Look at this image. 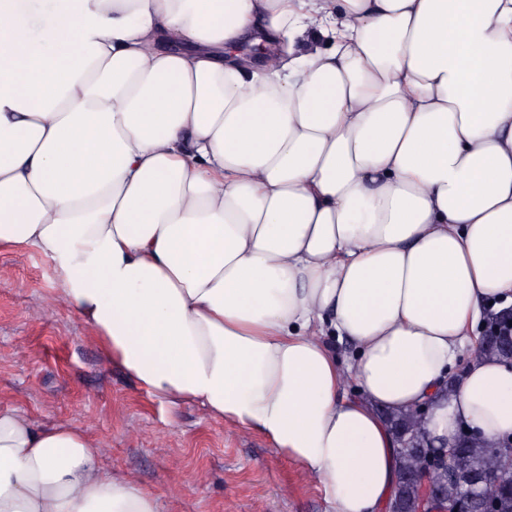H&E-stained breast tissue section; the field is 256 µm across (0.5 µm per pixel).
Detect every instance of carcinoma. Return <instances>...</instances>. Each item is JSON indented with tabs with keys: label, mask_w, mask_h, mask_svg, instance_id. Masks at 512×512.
<instances>
[{
	"label": "carcinoma",
	"mask_w": 512,
	"mask_h": 512,
	"mask_svg": "<svg viewBox=\"0 0 512 512\" xmlns=\"http://www.w3.org/2000/svg\"><path fill=\"white\" fill-rule=\"evenodd\" d=\"M506 325V321L497 316L488 322L487 338H479L471 351L474 358L495 355L512 363V342L497 337ZM387 427L393 435L402 431H412L422 439H427L424 422L416 410H406L383 414ZM428 448H407L399 459V472L402 475H414L422 468ZM454 479H448V470L442 468L432 474L448 499L468 495L473 500L471 512H481L483 489L477 481L487 474L494 476L497 484L496 512H512V446L504 444L491 446L481 437L470 434L459 438L456 446ZM421 489L418 483L408 481L402 484L401 494L404 500L403 512H417Z\"/></svg>",
	"instance_id": "cac0c4a2"
}]
</instances>
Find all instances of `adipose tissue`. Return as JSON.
Instances as JSON below:
<instances>
[{
  "instance_id": "adipose-tissue-1",
  "label": "adipose tissue",
  "mask_w": 512,
  "mask_h": 512,
  "mask_svg": "<svg viewBox=\"0 0 512 512\" xmlns=\"http://www.w3.org/2000/svg\"><path fill=\"white\" fill-rule=\"evenodd\" d=\"M1 247L48 256L149 393L378 512L383 412L432 400L437 446L512 436V364L442 394L512 303V0H57L38 31L0 0ZM103 451L0 410V512H163Z\"/></svg>"
}]
</instances>
